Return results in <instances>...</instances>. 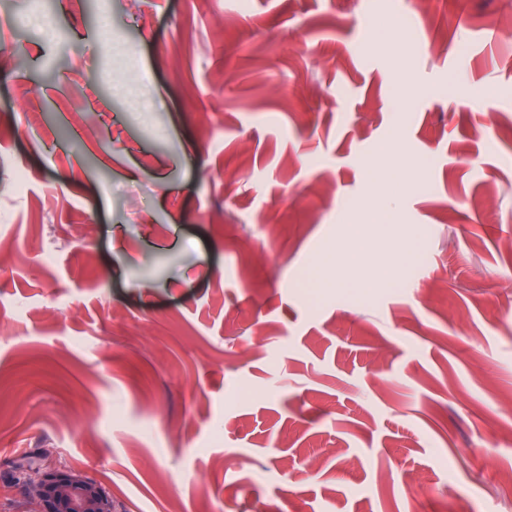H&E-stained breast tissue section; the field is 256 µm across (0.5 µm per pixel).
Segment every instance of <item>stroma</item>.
Listing matches in <instances>:
<instances>
[{"label":"stroma","mask_w":512,"mask_h":512,"mask_svg":"<svg viewBox=\"0 0 512 512\" xmlns=\"http://www.w3.org/2000/svg\"><path fill=\"white\" fill-rule=\"evenodd\" d=\"M1 12L0 512H512V0ZM18 483L38 499L36 512H115L112 498L95 480L62 468L49 453L21 463Z\"/></svg>","instance_id":"35a3bbf8"}]
</instances>
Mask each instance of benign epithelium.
<instances>
[{
	"label": "benign epithelium",
	"mask_w": 512,
	"mask_h": 512,
	"mask_svg": "<svg viewBox=\"0 0 512 512\" xmlns=\"http://www.w3.org/2000/svg\"><path fill=\"white\" fill-rule=\"evenodd\" d=\"M18 483L34 491L39 512H115L112 498L95 480L62 468L49 453L21 463Z\"/></svg>",
	"instance_id": "7a95c632"
}]
</instances>
